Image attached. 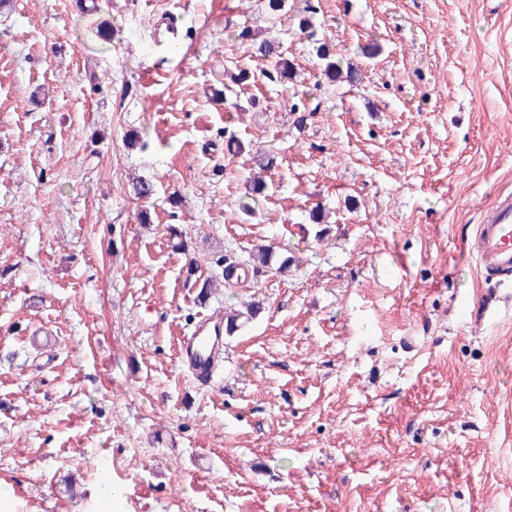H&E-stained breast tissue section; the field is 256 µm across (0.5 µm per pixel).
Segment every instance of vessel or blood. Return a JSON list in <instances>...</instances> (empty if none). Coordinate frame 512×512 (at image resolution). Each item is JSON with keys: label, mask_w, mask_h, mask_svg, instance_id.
Here are the masks:
<instances>
[{"label": "vessel or blood", "mask_w": 512, "mask_h": 512, "mask_svg": "<svg viewBox=\"0 0 512 512\" xmlns=\"http://www.w3.org/2000/svg\"><path fill=\"white\" fill-rule=\"evenodd\" d=\"M471 250L482 273L512 271V193L498 194L486 208ZM221 323L218 317L203 318L181 343L179 359L198 383L211 382L224 353L223 340L212 333Z\"/></svg>", "instance_id": "1"}]
</instances>
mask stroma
I'll return each mask as SVG.
<instances>
[{
    "label": "stroma",
    "instance_id": "35a3bbf8",
    "mask_svg": "<svg viewBox=\"0 0 512 512\" xmlns=\"http://www.w3.org/2000/svg\"><path fill=\"white\" fill-rule=\"evenodd\" d=\"M82 2L0 0V486L19 512H99L105 468L123 512H512V276L467 252L512 190V0H313L308 34L303 0ZM245 26L295 84L264 78ZM321 43L356 84L328 83ZM238 66L256 81L225 91ZM296 95L320 104L299 127ZM261 244L288 271L251 272ZM252 300L192 382L181 337ZM243 40L254 42V53L260 57L268 59L273 65V73H267L265 76L271 81L280 83L293 82L295 77V67L288 57L282 51L280 42L263 40L255 42V35L249 27H243L239 33Z\"/></svg>",
    "mask_w": 512,
    "mask_h": 512
}]
</instances>
